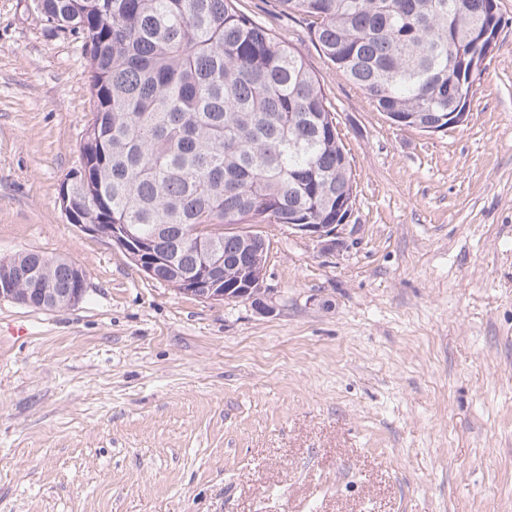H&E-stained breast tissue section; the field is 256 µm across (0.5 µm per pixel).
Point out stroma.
Here are the masks:
<instances>
[{
	"label": "stroma",
	"mask_w": 512,
	"mask_h": 512,
	"mask_svg": "<svg viewBox=\"0 0 512 512\" xmlns=\"http://www.w3.org/2000/svg\"><path fill=\"white\" fill-rule=\"evenodd\" d=\"M465 122H391L278 0L355 174L335 245L278 224L265 308L208 302L67 221L91 117L81 39L0 0V259L87 273L0 300V512H512V0ZM1 280L14 288L0 287V300L7 299L41 310H68L78 304L87 289L82 287L86 271L73 262L47 257L38 253H25L0 261ZM44 278L49 288L39 280ZM28 287V288H27ZM61 288H67L62 290Z\"/></svg>",
	"instance_id": "35a3bbf8"
}]
</instances>
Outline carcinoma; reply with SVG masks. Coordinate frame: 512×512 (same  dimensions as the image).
I'll list each match as a JSON object with an SVG mask.
<instances>
[{
  "instance_id": "carcinoma-1",
  "label": "carcinoma",
  "mask_w": 512,
  "mask_h": 512,
  "mask_svg": "<svg viewBox=\"0 0 512 512\" xmlns=\"http://www.w3.org/2000/svg\"><path fill=\"white\" fill-rule=\"evenodd\" d=\"M239 0H33L83 41L92 118L59 195L79 224H123L174 288L208 257H252L257 224H340L355 184L336 117L301 51ZM379 112L448 125L499 29L497 0H279ZM192 242L182 243L187 226ZM78 288L86 271L38 253L0 262L26 288Z\"/></svg>"
}]
</instances>
